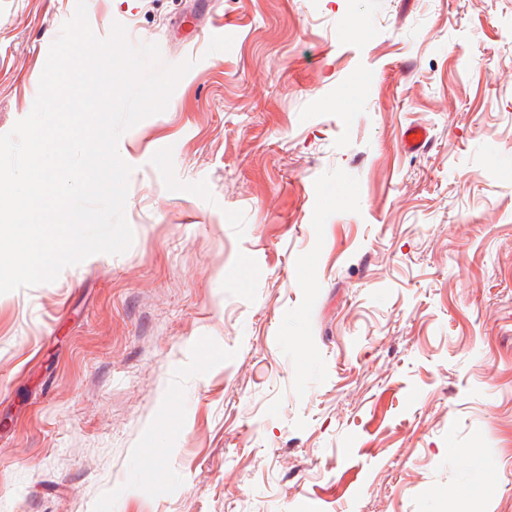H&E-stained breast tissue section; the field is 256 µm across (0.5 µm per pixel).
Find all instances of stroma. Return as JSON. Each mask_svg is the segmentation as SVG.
Wrapping results in <instances>:
<instances>
[{
	"mask_svg": "<svg viewBox=\"0 0 512 512\" xmlns=\"http://www.w3.org/2000/svg\"><path fill=\"white\" fill-rule=\"evenodd\" d=\"M93 2L192 67L130 248L0 295V512H512V0ZM75 7L0 0V134Z\"/></svg>",
	"mask_w": 512,
	"mask_h": 512,
	"instance_id": "obj_1",
	"label": "stroma"
}]
</instances>
